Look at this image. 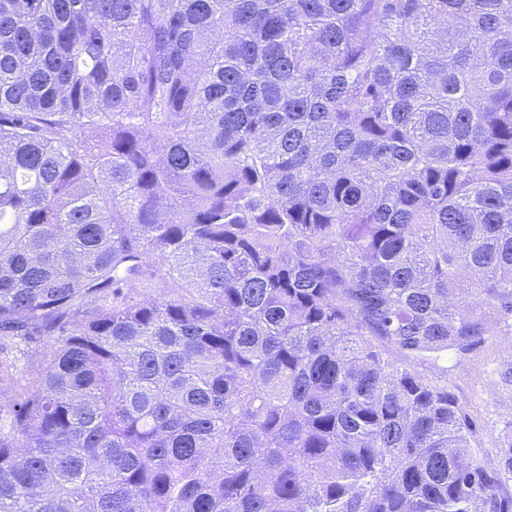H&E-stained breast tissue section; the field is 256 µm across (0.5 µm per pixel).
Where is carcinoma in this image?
I'll return each mask as SVG.
<instances>
[{"label":"carcinoma","instance_id":"obj_1","mask_svg":"<svg viewBox=\"0 0 512 512\" xmlns=\"http://www.w3.org/2000/svg\"><path fill=\"white\" fill-rule=\"evenodd\" d=\"M496 331L512 0H0V512H512ZM512 363V336H489L469 361L448 374L460 400L483 432L477 459H494L498 437L510 431L512 387L501 383L500 371Z\"/></svg>","mask_w":512,"mask_h":512}]
</instances>
